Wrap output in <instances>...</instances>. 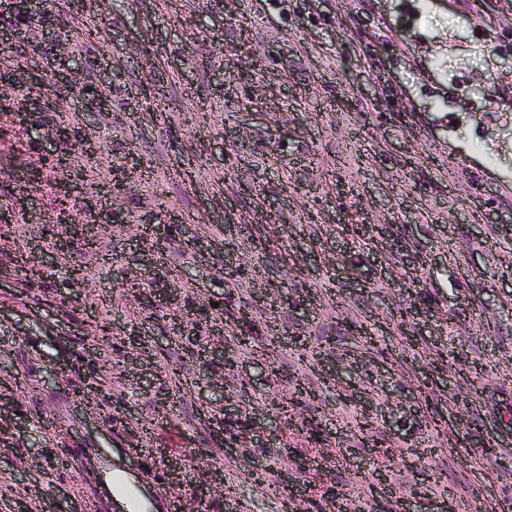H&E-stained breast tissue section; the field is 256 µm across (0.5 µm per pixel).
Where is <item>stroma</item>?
Listing matches in <instances>:
<instances>
[{
    "label": "stroma",
    "mask_w": 512,
    "mask_h": 512,
    "mask_svg": "<svg viewBox=\"0 0 512 512\" xmlns=\"http://www.w3.org/2000/svg\"><path fill=\"white\" fill-rule=\"evenodd\" d=\"M25 15L42 58L0 52L24 107L0 114V512H129L122 485L141 512L512 502V121L488 120L512 0H0V33Z\"/></svg>",
    "instance_id": "stroma-1"
}]
</instances>
